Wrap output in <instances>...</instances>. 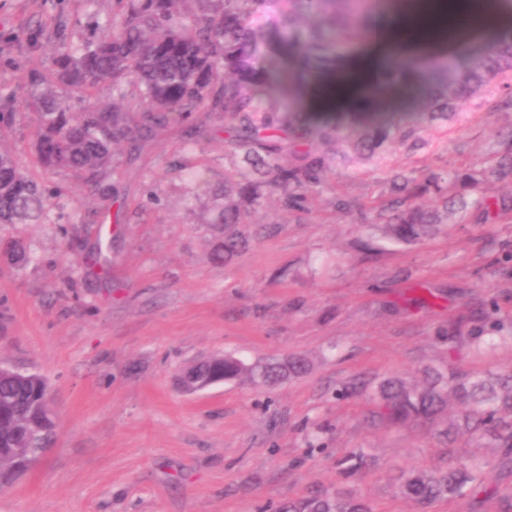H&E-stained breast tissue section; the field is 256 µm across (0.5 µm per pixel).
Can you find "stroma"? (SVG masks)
<instances>
[{"label":"stroma","mask_w":512,"mask_h":512,"mask_svg":"<svg viewBox=\"0 0 512 512\" xmlns=\"http://www.w3.org/2000/svg\"><path fill=\"white\" fill-rule=\"evenodd\" d=\"M113 0H0V135L24 163L35 121L24 116L31 70L50 68L56 38L30 20L96 34ZM278 104L302 106L320 79L281 52ZM405 98L394 121L416 141L383 161H356L337 142L321 186L302 207L251 208L247 248L231 264L218 203L232 166L223 114L198 111L209 135L191 142L172 116L138 156H112L118 196L87 195L76 172L45 224H0V363L40 374L56 434L45 454L0 488V512H276L320 490L364 498L373 512H417L395 489L400 467L447 459L424 427L371 423L357 376L412 378L424 367L512 370V345L477 354L448 340L465 321L484 336L512 333V182L487 177L466 214L414 246L375 235L371 219L397 174L479 172L512 150V98L499 88L462 103L455 123L418 125ZM112 264H94L103 231ZM248 362L303 356L306 375L275 388L226 382L194 393L179 377L214 355ZM363 468L349 464L359 452Z\"/></svg>","instance_id":"stroma-1"}]
</instances>
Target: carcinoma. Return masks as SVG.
<instances>
[{"mask_svg": "<svg viewBox=\"0 0 512 512\" xmlns=\"http://www.w3.org/2000/svg\"><path fill=\"white\" fill-rule=\"evenodd\" d=\"M187 0H118L119 11L97 37L78 27H56L57 51L52 68L30 77L31 102L36 114L34 165L45 172L68 169L102 199L118 188L109 168L112 147L123 144L139 153L170 115L187 116L198 109L222 112L233 122L226 138L242 171L225 177L224 263H230L246 245L235 227L243 223L246 208L275 198L280 206L296 208L305 192L321 183L324 157L301 150L305 142L341 137L337 124L302 112L278 111L268 101L280 78L262 65L260 45L267 27L262 11L273 6L274 25L282 30L280 49L303 53V60L320 70L333 66L339 47L366 39L370 28L366 12L336 7V0H192L195 10L181 11ZM315 16L313 36L303 38L305 21ZM512 78V35L471 50L463 62L441 59L431 78L416 89L424 98L418 120L448 121L460 101L486 90L495 80ZM129 81L139 88L142 104L123 110L96 99L107 85ZM410 132L396 122L377 119L358 134L344 136L357 155L372 158L388 150ZM296 163H283L288 150ZM491 174L512 180V154L497 162ZM472 175L432 172L419 183L403 175L392 190L405 192L409 204L396 200L380 205L375 214L384 235L402 244H415L435 235L457 212H486L485 200L457 190ZM431 194L434 204L423 207L420 196ZM52 192L45 182L23 170L15 155L0 148V224L39 223L46 220ZM309 370L304 357L271 358L249 364L232 355L207 362L186 386L201 388L212 381H250L275 386ZM47 381L38 374H19L0 367V482H9L22 466L40 457L56 423L44 401ZM376 416L391 425H423L450 446L459 441L486 448L504 471L512 470V371L484 373L429 366L414 379L385 378L374 387ZM483 455L468 454L445 466L399 471V491L424 505L437 499L468 498L478 502L484 492ZM282 512H371L351 492L323 491L290 501Z\"/></svg>", "mask_w": 512, "mask_h": 512, "instance_id": "carcinoma-1", "label": "carcinoma"}]
</instances>
